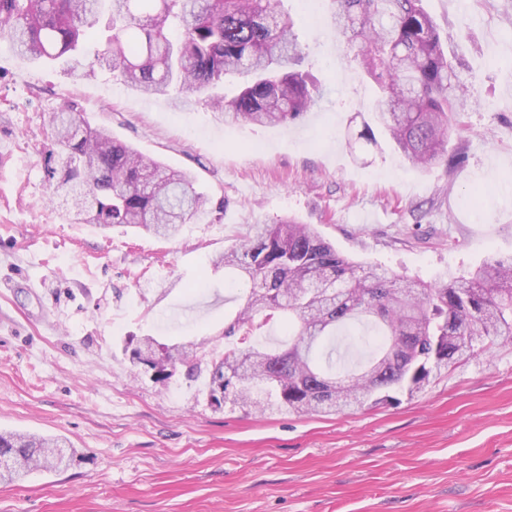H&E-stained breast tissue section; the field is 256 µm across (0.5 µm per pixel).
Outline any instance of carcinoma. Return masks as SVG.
<instances>
[{"instance_id":"1","label":"carcinoma","mask_w":512,"mask_h":512,"mask_svg":"<svg viewBox=\"0 0 512 512\" xmlns=\"http://www.w3.org/2000/svg\"><path fill=\"white\" fill-rule=\"evenodd\" d=\"M422 0H337L334 24L376 84L373 122L348 140L350 153L388 141L416 167L446 154L454 117L468 109L467 87L446 59ZM280 0H0V44L34 61L75 53L88 34L104 42L89 67L118 71L145 93L207 94L218 121L273 126L316 104L320 89L294 24ZM240 81L231 98L215 92ZM62 152L58 185L71 200L73 224H125L162 237L208 212L209 199L190 172L170 169L93 128L70 107L52 113ZM250 284L224 323V352L195 342L163 346L166 363L196 381L211 356L209 378L224 381V403L254 411L321 412L373 407L412 395L431 375L512 340V260H492L470 277L401 286L398 275L344 256L306 224H257L215 261ZM282 316L288 348L254 343ZM367 321L378 330L368 360L351 367L316 351L336 329ZM222 403V404H224ZM216 404V407H222ZM59 437L0 432V459L23 461L0 471L12 483L34 470L64 466Z\"/></svg>"}]
</instances>
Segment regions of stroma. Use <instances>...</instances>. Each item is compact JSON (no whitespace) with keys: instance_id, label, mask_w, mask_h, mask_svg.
Segmentation results:
<instances>
[{"instance_id":"1","label":"stroma","mask_w":512,"mask_h":512,"mask_svg":"<svg viewBox=\"0 0 512 512\" xmlns=\"http://www.w3.org/2000/svg\"><path fill=\"white\" fill-rule=\"evenodd\" d=\"M422 6L471 100L426 170L388 145L347 151L376 86L333 0L282 2L322 98L277 126L87 75L94 39L76 64L0 46V431L62 437L73 456L0 484V512H512V341L395 402L313 414L217 410L202 382L136 377L125 352L132 336L223 350L244 286L212 262L251 224L295 219L408 280L512 257V0ZM65 106L193 173L214 209L173 240L70 223L50 176Z\"/></svg>"}]
</instances>
